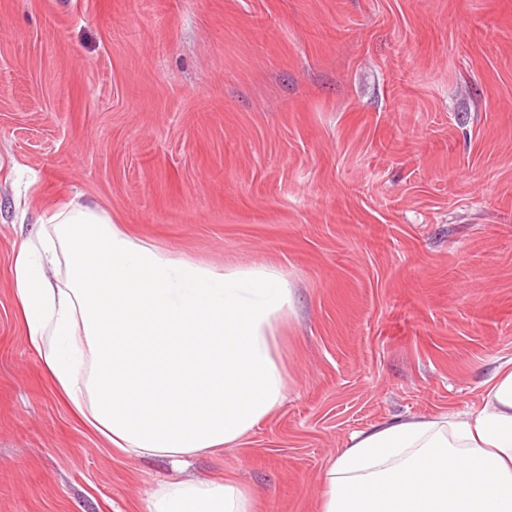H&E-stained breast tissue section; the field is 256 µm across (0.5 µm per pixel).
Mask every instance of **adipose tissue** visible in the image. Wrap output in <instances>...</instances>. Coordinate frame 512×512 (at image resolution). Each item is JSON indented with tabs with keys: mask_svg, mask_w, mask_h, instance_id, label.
<instances>
[{
	"mask_svg": "<svg viewBox=\"0 0 512 512\" xmlns=\"http://www.w3.org/2000/svg\"><path fill=\"white\" fill-rule=\"evenodd\" d=\"M27 345L72 415L108 447L171 461L149 512H256L185 458L240 443L282 405L273 349L292 296L273 268H217L159 249L101 206L70 201L14 253ZM478 412L390 420L350 436L322 512H512V364Z\"/></svg>",
	"mask_w": 512,
	"mask_h": 512,
	"instance_id": "ef3b65f1",
	"label": "adipose tissue"
}]
</instances>
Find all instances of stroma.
Returning <instances> with one entry per match:
<instances>
[{
    "mask_svg": "<svg viewBox=\"0 0 512 512\" xmlns=\"http://www.w3.org/2000/svg\"><path fill=\"white\" fill-rule=\"evenodd\" d=\"M72 198L282 273L287 397L189 473L320 512L353 432L479 411L512 360V0H0V512H148L168 461L90 435L15 315Z\"/></svg>",
    "mask_w": 512,
    "mask_h": 512,
    "instance_id": "35a3bbf8",
    "label": "stroma"
}]
</instances>
